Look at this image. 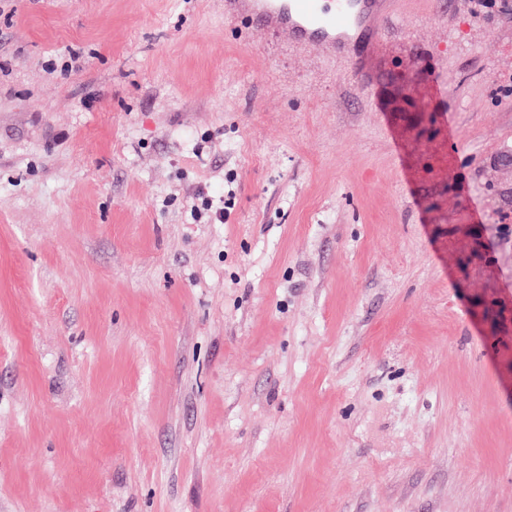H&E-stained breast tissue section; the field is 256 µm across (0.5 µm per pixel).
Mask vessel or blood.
<instances>
[{
	"label": "vessel or blood",
	"mask_w": 512,
	"mask_h": 512,
	"mask_svg": "<svg viewBox=\"0 0 512 512\" xmlns=\"http://www.w3.org/2000/svg\"><path fill=\"white\" fill-rule=\"evenodd\" d=\"M248 14L263 27L296 46L311 47L327 56L354 55L378 20L374 34L382 38L393 12L385 0H224V15Z\"/></svg>",
	"instance_id": "b4317fda"
}]
</instances>
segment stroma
Wrapping results in <instances>:
<instances>
[{"label":"stroma","instance_id":"1","mask_svg":"<svg viewBox=\"0 0 512 512\" xmlns=\"http://www.w3.org/2000/svg\"><path fill=\"white\" fill-rule=\"evenodd\" d=\"M394 11L0 0V512H512V12ZM384 0H225L224 16L249 14L263 28L300 47L327 56L356 55L367 34V24L378 19L376 42L389 26L393 12ZM196 199L201 200L200 205L194 204L190 210V216L193 220L192 224H226L231 216L235 205V192L228 189L224 197H220L219 202L215 203L214 199L208 195L203 189L199 190Z\"/></svg>","mask_w":512,"mask_h":512}]
</instances>
